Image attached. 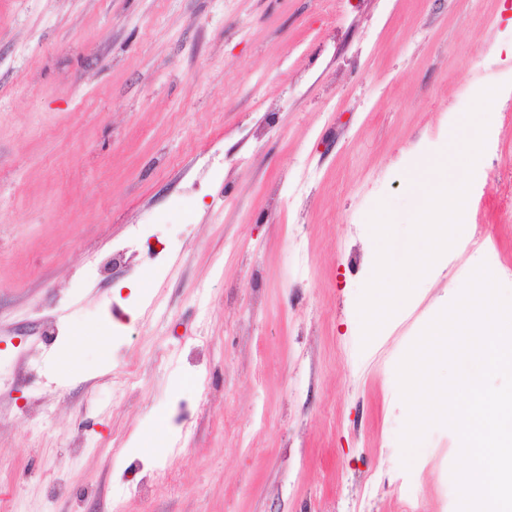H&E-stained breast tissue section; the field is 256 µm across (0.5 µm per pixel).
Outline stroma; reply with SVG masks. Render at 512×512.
<instances>
[{"mask_svg": "<svg viewBox=\"0 0 512 512\" xmlns=\"http://www.w3.org/2000/svg\"><path fill=\"white\" fill-rule=\"evenodd\" d=\"M504 78L512 0H0V493L23 512H457L454 430L402 463L397 366L476 262L512 291L502 100L462 248L366 345L358 300L369 215L386 202L406 237L407 172L467 86ZM158 466L175 483L136 493Z\"/></svg>", "mask_w": 512, "mask_h": 512, "instance_id": "35a3bbf8", "label": "stroma"}]
</instances>
